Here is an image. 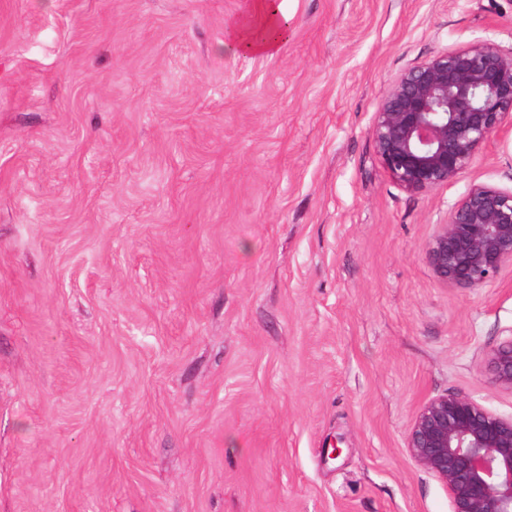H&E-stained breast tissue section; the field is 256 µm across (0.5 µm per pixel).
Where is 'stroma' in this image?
<instances>
[{
  "instance_id": "35a3bbf8",
  "label": "stroma",
  "mask_w": 512,
  "mask_h": 512,
  "mask_svg": "<svg viewBox=\"0 0 512 512\" xmlns=\"http://www.w3.org/2000/svg\"><path fill=\"white\" fill-rule=\"evenodd\" d=\"M0 0V512H451L409 455L429 399L504 416L512 268L468 290L424 246L512 130L402 190L389 82L512 48V0ZM288 16L279 0H252L247 12L228 30L238 53L251 56L275 54L288 40ZM489 366L494 383L512 392V337L492 350Z\"/></svg>"
}]
</instances>
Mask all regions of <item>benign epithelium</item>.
<instances>
[{
	"label": "benign epithelium",
	"mask_w": 512,
	"mask_h": 512,
	"mask_svg": "<svg viewBox=\"0 0 512 512\" xmlns=\"http://www.w3.org/2000/svg\"><path fill=\"white\" fill-rule=\"evenodd\" d=\"M512 129V50L487 40L439 51L396 76L370 129L394 182L417 194L453 182L483 144ZM444 284L475 290L512 267V189L474 183L425 245ZM512 391V337L489 357ZM410 456L447 489L451 512H512V415L461 394L427 401L406 437Z\"/></svg>",
	"instance_id": "benign-epithelium-1"
}]
</instances>
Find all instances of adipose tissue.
<instances>
[{
  "label": "adipose tissue",
  "mask_w": 512,
  "mask_h": 512,
  "mask_svg": "<svg viewBox=\"0 0 512 512\" xmlns=\"http://www.w3.org/2000/svg\"><path fill=\"white\" fill-rule=\"evenodd\" d=\"M288 17L280 0H251L245 14L228 31L238 53L251 56L275 54L287 41Z\"/></svg>",
  "instance_id": "ef3b65f1"
}]
</instances>
